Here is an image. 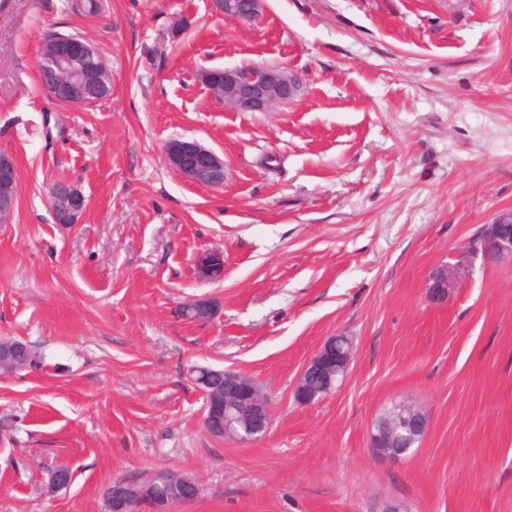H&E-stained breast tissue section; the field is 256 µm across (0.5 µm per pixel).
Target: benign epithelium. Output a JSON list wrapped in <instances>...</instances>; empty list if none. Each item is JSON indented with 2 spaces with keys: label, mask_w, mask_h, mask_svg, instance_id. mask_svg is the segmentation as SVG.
<instances>
[{
  "label": "benign epithelium",
  "mask_w": 512,
  "mask_h": 512,
  "mask_svg": "<svg viewBox=\"0 0 512 512\" xmlns=\"http://www.w3.org/2000/svg\"><path fill=\"white\" fill-rule=\"evenodd\" d=\"M215 12L240 23L255 22L264 11V0H212ZM44 66L41 81L50 99L72 105L87 106L94 103V92L100 89L97 72H109L98 50L83 37L73 33H57L42 47ZM205 70L200 81L222 101L224 106L237 112H269L294 100L299 80L279 66H253ZM167 161L172 169L190 181L203 186L221 187L224 184V160L214 151L196 141L172 140L165 147ZM17 169L4 154H0V223H5L14 208ZM49 205L55 222L75 224L85 212L88 202L81 189L69 182H56L50 188ZM478 241L470 240L456 256L455 262L431 269L426 279L427 296L434 302H444L470 272L474 262H497L512 259V209L498 211L492 220L478 229ZM199 276L216 280L224 275V257L212 251L198 261ZM354 343L338 333L328 337L318 351L305 364L300 379L320 375L330 370L336 361V372H348L353 358ZM214 377L224 383L228 397L224 398V420L234 422L241 407L249 402L263 401L265 395L246 375L218 369ZM271 412L258 421L243 426L236 437L249 442L263 436L270 426ZM428 425L427 412L411 408L393 426L392 433L417 439L424 436ZM381 436L368 430V443L372 452L386 460L401 462L410 457L414 449L398 448L388 454L381 450ZM170 503L162 499H141L135 512H168Z\"/></svg>",
  "instance_id": "benign-epithelium-1"
}]
</instances>
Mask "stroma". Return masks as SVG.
Returning a JSON list of instances; mask_svg holds the SVG:
<instances>
[{
	"label": "stroma",
	"instance_id": "stroma-1",
	"mask_svg": "<svg viewBox=\"0 0 512 512\" xmlns=\"http://www.w3.org/2000/svg\"><path fill=\"white\" fill-rule=\"evenodd\" d=\"M68 0L0 7V152L18 168L0 224V338L40 370L0 376V512H108L113 481L197 479L173 512H512V262L476 269L446 302L425 281L512 209V0H266L241 25L210 0ZM97 47L109 97L38 86L48 26ZM279 65L295 100L225 108L198 74ZM174 139L224 161L215 189L166 159ZM65 180L89 206L56 223ZM224 254V278L199 258ZM214 303L210 320L181 305ZM344 332L342 384L303 406L300 372ZM195 366L268 396L262 438L203 425ZM428 413L401 462L368 446L391 403ZM67 489L46 491L54 466ZM199 276L206 280L220 279L224 275V257L221 252L212 251L198 261ZM18 343L25 346L24 353L19 354V356L14 360L1 359L0 375H8L21 371V367H24L25 369H37L42 366L44 355L37 346L16 339L0 338L1 346H14Z\"/></svg>",
	"mask_w": 512,
	"mask_h": 512
}]
</instances>
